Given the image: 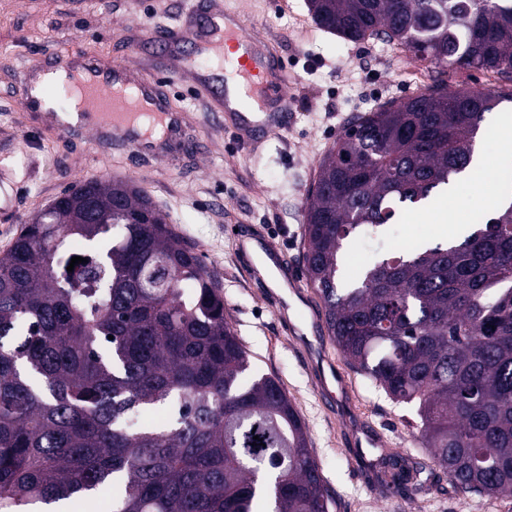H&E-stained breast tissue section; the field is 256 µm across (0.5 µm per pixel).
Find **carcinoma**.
<instances>
[{
  "instance_id": "1",
  "label": "carcinoma",
  "mask_w": 512,
  "mask_h": 512,
  "mask_svg": "<svg viewBox=\"0 0 512 512\" xmlns=\"http://www.w3.org/2000/svg\"><path fill=\"white\" fill-rule=\"evenodd\" d=\"M322 29L417 60L493 71L360 115L323 156L303 260L346 362L416 407L458 494L512 497V202L458 244L402 248L355 283L339 251L461 180L486 114L512 103V0H305ZM87 262L67 267L69 243ZM113 339H108V336ZM163 408L165 419L131 417ZM421 473L389 459L387 494ZM112 485V512H332L306 427L251 372L224 295L144 187L56 196L0 255V512Z\"/></svg>"
}]
</instances>
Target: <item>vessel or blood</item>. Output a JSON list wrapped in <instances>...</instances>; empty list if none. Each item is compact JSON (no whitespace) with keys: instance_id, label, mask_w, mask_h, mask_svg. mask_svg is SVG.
Segmentation results:
<instances>
[{"instance_id":"vessel-or-blood-1","label":"vessel or blood","mask_w":512,"mask_h":512,"mask_svg":"<svg viewBox=\"0 0 512 512\" xmlns=\"http://www.w3.org/2000/svg\"><path fill=\"white\" fill-rule=\"evenodd\" d=\"M150 38L160 55L188 43L210 60L209 73L196 75L194 83L209 88L214 80L222 81L225 92L211 110L237 145L252 149L288 129L292 110L288 69L279 55L269 51L258 26H247L240 16L226 13L217 0H193L178 24L158 28ZM43 70L64 73L72 106L84 116L79 125L63 126L65 135L90 133L106 149L172 164L194 149L187 135L189 115L174 111L165 95L166 68L147 74L91 58L78 65L72 54L55 51ZM18 97L30 116L53 121V109L46 107L29 80L20 81ZM234 237L244 264H251L254 256H266L291 293L306 300L299 268L267 233L239 226Z\"/></svg>"}]
</instances>
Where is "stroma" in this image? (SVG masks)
Listing matches in <instances>:
<instances>
[{"mask_svg":"<svg viewBox=\"0 0 512 512\" xmlns=\"http://www.w3.org/2000/svg\"><path fill=\"white\" fill-rule=\"evenodd\" d=\"M190 0H0V252L24 223L70 185L90 179L130 178L151 195L169 224L194 246L224 293V310L258 373L277 378L305 424L333 512H512V498L456 497L448 478L431 464L417 436L413 406L390 399L346 364L327 332L286 331L264 282L239 264L235 225L265 229L302 258L303 209L319 163L353 117L397 102L445 79L449 86L493 90L499 76L419 61L410 52L375 40L353 43L320 30L305 0H221L260 25L290 64L294 121L254 150L230 147L223 125L186 73H170L167 91L192 121L204 150L171 166L145 165L105 152L93 135L71 138L31 117L19 102V76L40 69L48 53L69 43L75 54L156 68L150 33L174 25ZM505 182L459 181L449 203L462 223L490 216L489 201ZM434 224L421 213L356 238L343 252L342 276L358 280L365 265L396 243L432 240ZM397 452L426 463L425 488L394 495L373 485L382 457Z\"/></svg>","mask_w":512,"mask_h":512,"instance_id":"obj_1","label":"stroma"}]
</instances>
